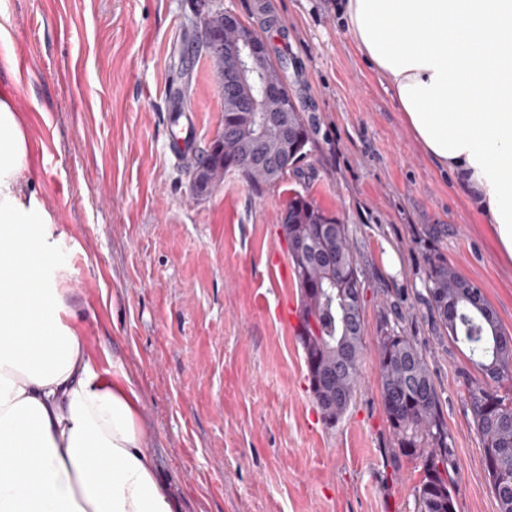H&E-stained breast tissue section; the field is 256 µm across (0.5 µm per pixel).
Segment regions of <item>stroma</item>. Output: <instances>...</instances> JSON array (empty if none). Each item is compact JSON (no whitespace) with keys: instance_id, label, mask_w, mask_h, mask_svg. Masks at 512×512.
<instances>
[{"instance_id":"obj_1","label":"stroma","mask_w":512,"mask_h":512,"mask_svg":"<svg viewBox=\"0 0 512 512\" xmlns=\"http://www.w3.org/2000/svg\"><path fill=\"white\" fill-rule=\"evenodd\" d=\"M217 2L266 33L312 141L280 183L258 193L230 173L197 199L190 162L168 144L173 87H189L198 150L224 122L216 71L187 48L198 0H0L28 66L23 81L0 69V96L36 146L31 190L52 219L53 275L99 372L133 381L159 482L179 512H415L421 461L398 448L380 393L391 324L434 380L456 512H497L462 396L469 362L425 288L431 259L447 260L512 334V261L424 155L338 0ZM296 192L347 225L362 272L360 383L333 426L308 390L278 228Z\"/></svg>"}]
</instances>
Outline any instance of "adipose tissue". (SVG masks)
Wrapping results in <instances>:
<instances>
[{
  "mask_svg": "<svg viewBox=\"0 0 512 512\" xmlns=\"http://www.w3.org/2000/svg\"><path fill=\"white\" fill-rule=\"evenodd\" d=\"M357 51L512 260V0H343ZM0 99V512H176L129 377L96 370L46 258L34 149Z\"/></svg>",
  "mask_w": 512,
  "mask_h": 512,
  "instance_id": "obj_1",
  "label": "adipose tissue"
}]
</instances>
